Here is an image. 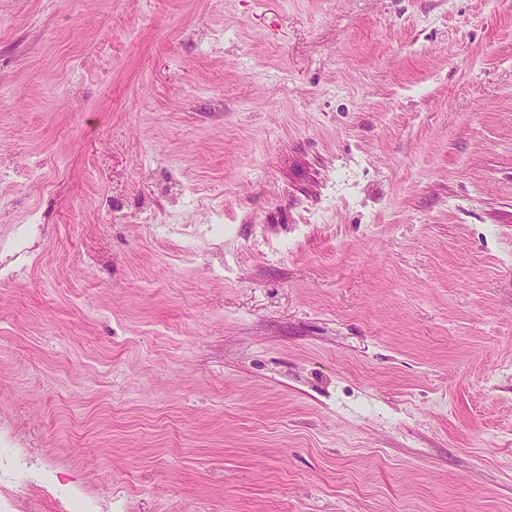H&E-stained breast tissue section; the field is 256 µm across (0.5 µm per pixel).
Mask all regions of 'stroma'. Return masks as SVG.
<instances>
[{"instance_id": "1", "label": "stroma", "mask_w": 512, "mask_h": 512, "mask_svg": "<svg viewBox=\"0 0 512 512\" xmlns=\"http://www.w3.org/2000/svg\"><path fill=\"white\" fill-rule=\"evenodd\" d=\"M112 512H512V0H0V427Z\"/></svg>"}]
</instances>
